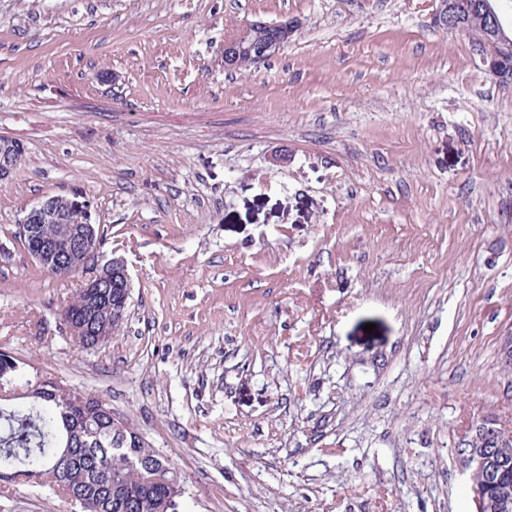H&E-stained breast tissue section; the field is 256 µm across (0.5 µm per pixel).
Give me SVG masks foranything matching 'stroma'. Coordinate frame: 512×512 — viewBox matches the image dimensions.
Here are the masks:
<instances>
[{
  "instance_id": "1",
  "label": "stroma",
  "mask_w": 512,
  "mask_h": 512,
  "mask_svg": "<svg viewBox=\"0 0 512 512\" xmlns=\"http://www.w3.org/2000/svg\"><path fill=\"white\" fill-rule=\"evenodd\" d=\"M430 0H0V351L123 415L179 512H475L454 449L512 428V84ZM293 40L222 63L248 20ZM79 193L131 277L98 349L25 209ZM373 332H365L366 324ZM0 485V512H71ZM14 142L18 147V151L15 152V154H13V145L15 143L11 144L6 140H0V181L9 178L15 169V165L17 168L24 155V147L20 143L16 141Z\"/></svg>"
}]
</instances>
